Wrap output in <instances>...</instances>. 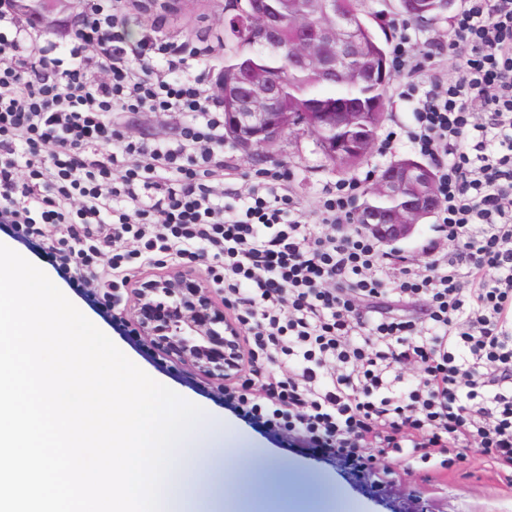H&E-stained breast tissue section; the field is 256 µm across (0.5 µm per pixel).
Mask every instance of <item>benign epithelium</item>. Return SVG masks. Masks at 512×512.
Here are the masks:
<instances>
[{
    "instance_id": "1",
    "label": "benign epithelium",
    "mask_w": 512,
    "mask_h": 512,
    "mask_svg": "<svg viewBox=\"0 0 512 512\" xmlns=\"http://www.w3.org/2000/svg\"><path fill=\"white\" fill-rule=\"evenodd\" d=\"M61 3L58 11L29 14L31 22L52 28L78 14L80 0ZM253 11L262 21L247 27V38L261 45L279 44L282 16L270 12L266 0H254ZM311 17L310 13L297 19L300 36L298 49L291 56L293 65L301 69L316 65L326 79L345 78L346 73L338 69L339 61L358 55L359 44L337 41L335 27L313 24ZM336 41L337 49L333 48ZM216 87L219 95L228 94L235 102L227 131L244 149L275 144L285 130L299 126L292 113L280 111L281 88L254 70L242 69L237 84L227 90L221 72ZM357 118L358 113L345 108L313 112L303 128L317 137L326 156L334 161L344 156L338 147V133ZM371 192L392 204L382 208L361 206L354 213V221L382 244L410 237L419 225L418 218L432 216L438 206L430 171L423 165L389 166L375 179ZM127 294V311L139 335L148 337L164 354L208 379L222 380L239 369L240 331L224 309V300L195 271L172 269L127 289Z\"/></svg>"
}]
</instances>
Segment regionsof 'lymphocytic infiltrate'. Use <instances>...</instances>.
Returning a JSON list of instances; mask_svg holds the SVG:
<instances>
[{
	"label": "lymphocytic infiltrate",
	"instance_id": "obj_1",
	"mask_svg": "<svg viewBox=\"0 0 512 512\" xmlns=\"http://www.w3.org/2000/svg\"><path fill=\"white\" fill-rule=\"evenodd\" d=\"M136 3L81 0L48 51L0 5V224L107 310L135 267L205 265L244 341L246 378L225 384L227 404L379 491L395 460L444 468L478 454L512 480V0H464L456 80L392 23L397 96L413 110L378 151L407 141L434 164L439 199L430 259L414 270L354 224L358 180L310 217L283 165L256 175L243 206L217 203L224 106L192 71L212 50L129 43ZM123 112L187 121L176 143H150L124 134Z\"/></svg>",
	"mask_w": 512,
	"mask_h": 512
}]
</instances>
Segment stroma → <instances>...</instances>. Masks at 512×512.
Wrapping results in <instances>:
<instances>
[{
  "instance_id": "1",
  "label": "stroma",
  "mask_w": 512,
  "mask_h": 512,
  "mask_svg": "<svg viewBox=\"0 0 512 512\" xmlns=\"http://www.w3.org/2000/svg\"><path fill=\"white\" fill-rule=\"evenodd\" d=\"M223 0H183L180 8L159 17L134 10L127 15V36L138 43L151 23H158L159 37L193 46L220 48L228 20ZM416 51L444 47L436 67L445 78L458 79L460 50L448 49L450 22L442 19L434 24L416 25ZM181 116H161L149 112L124 113L119 123L125 134L134 139H164L176 142ZM409 145L401 144L386 156L371 153L360 166L337 173L326 166L316 151L311 134L284 135L267 151L247 155L232 147L224 149L225 192L243 194L255 173L275 165H285L290 173L288 189L306 212H313L320 197L332 191L340 179L364 177L379 173L392 160L412 156ZM74 302L96 325L103 328L113 342L141 369L161 384L209 412L222 416L232 426L226 436L228 454L223 458L225 469H233L230 452L238 435H248L270 453L283 468L285 479L272 486L273 494L285 503L288 512H512V483L498 476L482 458L469 457L452 468H430L418 463L408 472L400 473L392 489L382 493L359 480L339 461H326L300 449L290 447L282 435L255 427L224 403V383L206 380L192 370L156 349L149 340L139 336L124 308L114 314L106 312L93 297L74 294Z\"/></svg>"
}]
</instances>
